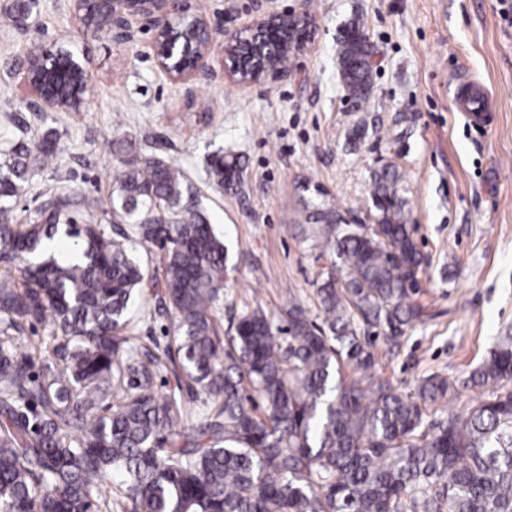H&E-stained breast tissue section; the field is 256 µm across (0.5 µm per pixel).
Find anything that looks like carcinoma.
I'll list each match as a JSON object with an SVG mask.
<instances>
[{
  "instance_id": "obj_1",
  "label": "carcinoma",
  "mask_w": 512,
  "mask_h": 512,
  "mask_svg": "<svg viewBox=\"0 0 512 512\" xmlns=\"http://www.w3.org/2000/svg\"><path fill=\"white\" fill-rule=\"evenodd\" d=\"M339 46L343 85L363 100V27ZM60 150L48 134L0 158V260L12 263L0 273V512H512V336L463 381L490 391L464 415L424 417L453 398L454 382L427 377L412 397L376 376L363 330L394 335L422 316L423 255L397 167L372 175L373 227L328 205L307 212L340 264L321 274V316L294 299L275 330L262 307H246L226 348L216 329L224 241L185 204L178 169L126 160L112 218L160 256V302L175 318L159 355L130 345V309L153 283L126 237L63 223L59 207L13 223L21 184ZM209 166L218 186L238 188V159L216 154ZM48 319L51 350L19 349V321ZM164 360L183 380L169 391L156 388Z\"/></svg>"
}]
</instances>
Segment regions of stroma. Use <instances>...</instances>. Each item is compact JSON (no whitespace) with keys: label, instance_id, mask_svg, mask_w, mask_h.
I'll list each match as a JSON object with an SVG mask.
<instances>
[{"label":"stroma","instance_id":"stroma-1","mask_svg":"<svg viewBox=\"0 0 512 512\" xmlns=\"http://www.w3.org/2000/svg\"><path fill=\"white\" fill-rule=\"evenodd\" d=\"M0 0V150L54 134L65 145L12 201L25 224L58 198L95 201L92 220L112 221L121 167L113 141L179 167L192 203L228 249L220 336L244 308L261 305L273 325L289 296L319 312L322 271L334 261L303 235L304 207L327 203L370 222L372 173L392 163L426 263L420 321L392 342L377 338L376 371L403 394L418 379H464L499 337L512 335V0H191L209 21L208 71L188 84L158 68L151 34L130 39L76 12L74 0H34L25 18ZM273 11L312 18L299 52L280 76L240 86L225 77L222 47L242 26ZM364 24L373 50L365 100L348 96L337 40ZM64 49L84 63L89 91L80 109L37 107L24 82L31 46ZM485 83L497 119L474 125L456 106L457 85ZM244 161L227 193L208 176L214 153ZM153 319L132 345L166 344L173 317L149 296Z\"/></svg>","mask_w":512,"mask_h":512}]
</instances>
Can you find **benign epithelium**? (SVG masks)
<instances>
[{
	"mask_svg": "<svg viewBox=\"0 0 512 512\" xmlns=\"http://www.w3.org/2000/svg\"><path fill=\"white\" fill-rule=\"evenodd\" d=\"M77 11L86 17L99 14L110 19L111 28L126 30L132 22H148L160 70L175 83H185L209 66L213 51L212 31L201 16L188 13L186 0H75ZM311 23L305 16L273 12L245 25L223 48L224 74L244 86L255 85L278 72L266 69L264 60L286 48L297 52ZM54 77L68 76V95H51L41 87L37 71ZM24 79L30 94L47 109L84 102L88 82L82 64L69 54L46 53L40 62L27 65Z\"/></svg>",
	"mask_w": 512,
	"mask_h": 512,
	"instance_id": "obj_1",
	"label": "benign epithelium"
}]
</instances>
